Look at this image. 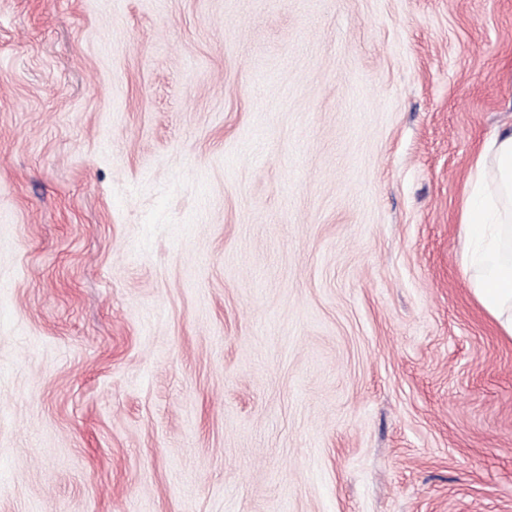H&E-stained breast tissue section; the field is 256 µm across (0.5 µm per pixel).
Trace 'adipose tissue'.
<instances>
[{
    "label": "adipose tissue",
    "instance_id": "1",
    "mask_svg": "<svg viewBox=\"0 0 512 512\" xmlns=\"http://www.w3.org/2000/svg\"><path fill=\"white\" fill-rule=\"evenodd\" d=\"M474 169L461 214V266L476 301L512 337V129L493 138Z\"/></svg>",
    "mask_w": 512,
    "mask_h": 512
}]
</instances>
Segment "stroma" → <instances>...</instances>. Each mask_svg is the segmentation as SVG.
I'll return each mask as SVG.
<instances>
[{
	"label": "stroma",
	"mask_w": 512,
	"mask_h": 512,
	"mask_svg": "<svg viewBox=\"0 0 512 512\" xmlns=\"http://www.w3.org/2000/svg\"><path fill=\"white\" fill-rule=\"evenodd\" d=\"M511 126L512 0H0V512H512ZM474 169L461 214V266L476 301L512 337V129L493 138Z\"/></svg>",
	"instance_id": "35a3bbf8"
}]
</instances>
